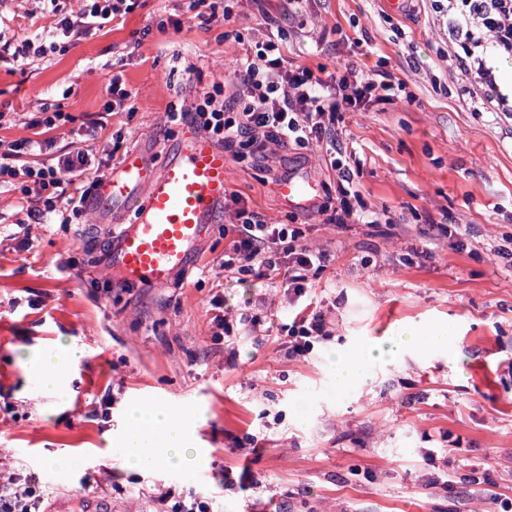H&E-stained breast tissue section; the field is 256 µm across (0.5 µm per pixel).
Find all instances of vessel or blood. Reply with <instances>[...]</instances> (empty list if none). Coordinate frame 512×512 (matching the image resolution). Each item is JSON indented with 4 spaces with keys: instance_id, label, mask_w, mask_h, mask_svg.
<instances>
[{
    "instance_id": "obj_1",
    "label": "vessel or blood",
    "mask_w": 512,
    "mask_h": 512,
    "mask_svg": "<svg viewBox=\"0 0 512 512\" xmlns=\"http://www.w3.org/2000/svg\"><path fill=\"white\" fill-rule=\"evenodd\" d=\"M229 171L223 149L187 125L160 171L151 170L134 149L100 178L88 202L100 223H111L119 211L138 214L134 224L112 237V270L121 284L156 287L186 267L224 207ZM312 191L305 178H288L277 187L291 207L305 205Z\"/></svg>"
}]
</instances>
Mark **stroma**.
Instances as JSON below:
<instances>
[{
  "instance_id": "35a3bbf8",
  "label": "stroma",
  "mask_w": 512,
  "mask_h": 512,
  "mask_svg": "<svg viewBox=\"0 0 512 512\" xmlns=\"http://www.w3.org/2000/svg\"><path fill=\"white\" fill-rule=\"evenodd\" d=\"M217 4L232 16L209 24L189 0H134L124 19L86 38L44 36L45 54L26 70L0 62V143L32 136V113L56 111L64 120L47 132L44 157L80 147L113 168L142 148L161 169L180 134L167 126L168 109L231 81L272 22L298 64L382 67L404 79L414 103L348 113L337 135L378 225L340 228L282 204L276 186L287 174L311 177L315 203L326 201L337 173L324 149L281 148L230 168L232 192L251 209L330 252L310 292L330 335L309 358H289L282 275L267 285L224 277L228 214L167 285L124 289L112 277V234L135 213L115 215L111 227L90 211L32 225L30 198L9 184L0 188V465L38 472L52 501L111 496L112 512H152V494L171 486L187 497L222 492L224 512H499L512 500V268L497 255L512 250V122L470 107L441 56L445 35L428 0L403 18L379 0ZM37 8L0 0V32L41 33L49 20ZM117 74L136 112L109 111ZM448 223L462 247L449 246ZM417 248L426 257L415 258ZM219 292L231 313L273 319L279 333L259 345L217 343L210 300ZM448 322L450 347L370 362L361 382L337 389L331 351ZM66 345L78 359L45 392L35 360ZM106 391L109 418L91 416ZM153 396L190 417L191 445L206 451L195 471L122 465L126 405ZM52 456L73 465L54 468ZM228 470L252 471L261 488L225 489ZM449 473L454 487H428Z\"/></svg>"
}]
</instances>
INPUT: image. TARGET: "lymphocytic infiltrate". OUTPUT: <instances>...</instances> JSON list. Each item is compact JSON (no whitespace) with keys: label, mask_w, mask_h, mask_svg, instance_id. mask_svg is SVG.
Segmentation results:
<instances>
[{"label":"lymphocytic infiltrate","mask_w":512,"mask_h":512,"mask_svg":"<svg viewBox=\"0 0 512 512\" xmlns=\"http://www.w3.org/2000/svg\"><path fill=\"white\" fill-rule=\"evenodd\" d=\"M129 10L127 0H84L83 9L75 15L50 10L49 29L80 38ZM431 10L447 29L448 56L475 109L512 120V79L500 72L501 59L512 56V0H431ZM249 53V59L235 70L231 89L217 86L198 93L190 108L167 112L168 124L195 125L242 162L267 158L275 146H335L336 131L346 113L374 103L412 99L404 80L380 69L349 67L322 77L294 65L283 52L279 33H268ZM42 148L41 141L30 138L13 141L0 153V181L21 174L29 180L23 194L45 195L44 206L27 211L32 223H43L53 215L69 223L71 216L83 213L101 168L80 148L60 151L50 164L27 165L26 157ZM330 164L339 170L340 208L333 211L323 203L319 212L342 227L371 223V213L349 201L354 186L349 165L336 157ZM232 202L234 236L224 248V273L263 281L271 272L284 270L295 308L288 327V355L308 357L315 343L326 337L324 312L308 302L310 278L326 270L329 255L300 244L298 229L268 223L240 196H233ZM211 307L212 321L222 331L225 345L260 333L263 321L258 316L243 312L236 319L228 318L223 295L213 296ZM47 507L37 473L0 470V512H47Z\"/></svg>","instance_id":"1"}]
</instances>
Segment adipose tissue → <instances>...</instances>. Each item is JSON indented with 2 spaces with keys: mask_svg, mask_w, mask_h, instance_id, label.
Instances as JSON below:
<instances>
[{
  "mask_svg": "<svg viewBox=\"0 0 512 512\" xmlns=\"http://www.w3.org/2000/svg\"><path fill=\"white\" fill-rule=\"evenodd\" d=\"M455 336L453 325L434 328L428 335L411 329L393 333L381 346H361L351 352L333 351L328 363L336 376V385L349 387L364 376V369L374 354L395 356L420 347H446ZM187 416L172 412L168 407L137 402L127 410L129 431L121 450L123 465L131 470L156 467L192 472L202 462L199 449L190 447L187 435Z\"/></svg>",
  "mask_w": 512,
  "mask_h": 512,
  "instance_id": "adipose-tissue-1",
  "label": "adipose tissue"
}]
</instances>
